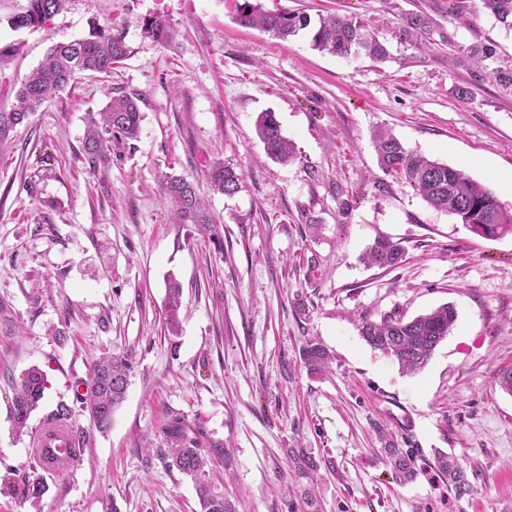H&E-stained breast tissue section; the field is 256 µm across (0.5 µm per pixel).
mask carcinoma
I'll return each mask as SVG.
<instances>
[{
    "mask_svg": "<svg viewBox=\"0 0 512 512\" xmlns=\"http://www.w3.org/2000/svg\"><path fill=\"white\" fill-rule=\"evenodd\" d=\"M65 0H28L27 9L16 15L15 27H40L49 22L63 8ZM483 10L506 31H512V0H481ZM448 17L468 24L467 0H448ZM236 20L244 27H258L286 41L303 30L311 31L313 48L343 58L366 57L382 60L387 49L378 36L379 28L357 16L329 14L319 18L316 25L302 13L266 11L258 3L243 0L236 4ZM144 29L156 40L168 38V27L159 17L143 21ZM393 39L410 45L429 44L438 36L443 43L447 35L426 13H409L390 30ZM130 54L123 31L111 28L101 30L89 39L57 43L49 50L43 62L33 70L18 93V108L0 113V143L6 132L22 123L46 101L65 90L80 73L108 74ZM452 63L464 62L487 73L499 87L512 92V57L502 58L492 41L461 46L457 54L448 57ZM142 115L136 98L128 95L112 97L99 117L89 120L83 142V155L89 170L98 172L112 161V145L137 138ZM256 133L267 155L274 161L287 163L297 158L295 144L287 139L274 113L262 112L256 120ZM373 143L382 171L411 185L430 207L445 212L466 225L474 234L484 238H499L512 234V212L505 209L493 191L485 184L468 177L464 172L422 154L407 150L389 131L378 130ZM212 191L232 196L243 183L241 169L228 163H215L206 173ZM165 200L183 224H192L211 238H220L217 224L200 195L198 185L187 177L166 174L162 179ZM402 247L385 238L377 239L368 248L364 261L370 266L394 267L403 258ZM181 288L172 282L167 291L165 323L171 334L179 328ZM456 312L448 304L406 320L399 315H388L378 322L364 319L360 336L373 349L394 357L402 370L416 372L430 360L434 350L453 329ZM303 363L312 373L328 368L330 356L319 343L310 341L303 347ZM133 365L132 353L110 355L97 361L81 403L94 427L100 431L112 423L115 408L124 400L129 373ZM47 379L38 368L25 372L12 384L10 415L15 431L23 433L32 412L44 398ZM192 429L177 419L169 426V448L161 455L171 469L190 477L196 485L201 512H240L218 491L210 477L207 455ZM385 454L399 481H412L417 475L415 459L400 448H387ZM289 459L295 473L307 477L316 473L318 462L310 453L299 449L290 451ZM439 472L448 477V485L462 496L471 491V484L463 468L451 457L440 454L435 459ZM47 492L43 468L37 464L20 474L11 487V493L38 503Z\"/></svg>",
    "mask_w": 512,
    "mask_h": 512,
    "instance_id": "obj_1",
    "label": "carcinoma"
}]
</instances>
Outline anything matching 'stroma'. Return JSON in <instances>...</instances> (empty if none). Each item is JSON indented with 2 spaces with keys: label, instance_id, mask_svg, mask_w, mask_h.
<instances>
[{
  "label": "stroma",
  "instance_id": "stroma-1",
  "mask_svg": "<svg viewBox=\"0 0 512 512\" xmlns=\"http://www.w3.org/2000/svg\"><path fill=\"white\" fill-rule=\"evenodd\" d=\"M310 19L335 12L387 33L423 11L449 44L388 38L373 61L281 41L240 26L233 0H66L38 28H14L28 0H0V112L14 111L26 77L55 43L123 29L131 53L108 75L85 76L6 134L0 147V512H199L191 480L157 456L174 418L216 449L210 475L246 512H289L299 487L288 458L319 462L321 512H512V235L482 238L384 174L372 144L386 129L411 151L463 171L512 209V94L452 64L453 47L505 32L471 0L467 24L448 0H260ZM170 25L156 41L144 19ZM471 91L469 99L457 88ZM137 97L139 135L90 172L89 115L113 96ZM274 112L299 158L272 161L255 133ZM237 163L241 190L205 192L223 250L177 223L161 177L203 180ZM405 250L393 268L367 266L376 238ZM182 287L181 328L168 334L169 279ZM453 304L457 321L419 372L361 338V318H405ZM316 339L332 355L309 374L300 352ZM132 352L135 369L106 432L78 398L93 362ZM47 389L16 435L11 385L30 367ZM72 409L84 453L46 478L39 506L4 495L36 462L34 443L58 403ZM412 451L418 474L396 482L387 442ZM455 457L472 490L457 496L433 466Z\"/></svg>",
  "mask_w": 512,
  "mask_h": 512
}]
</instances>
